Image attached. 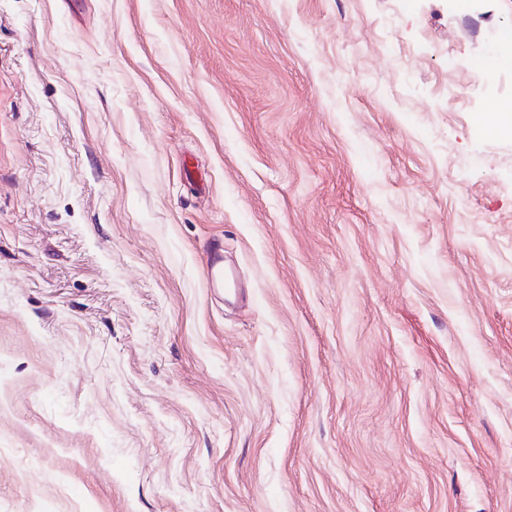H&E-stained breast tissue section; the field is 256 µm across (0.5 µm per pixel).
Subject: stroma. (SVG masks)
I'll return each instance as SVG.
<instances>
[{
	"label": "stroma",
	"instance_id": "35a3bbf8",
	"mask_svg": "<svg viewBox=\"0 0 512 512\" xmlns=\"http://www.w3.org/2000/svg\"><path fill=\"white\" fill-rule=\"evenodd\" d=\"M508 28L0 0V512H512ZM512 110L508 105H493L489 112L480 116V123L499 134L512 133ZM208 275L213 286L231 290L234 286L232 272L224 267V248L222 243L215 241L210 249L208 260Z\"/></svg>",
	"mask_w": 512,
	"mask_h": 512
}]
</instances>
